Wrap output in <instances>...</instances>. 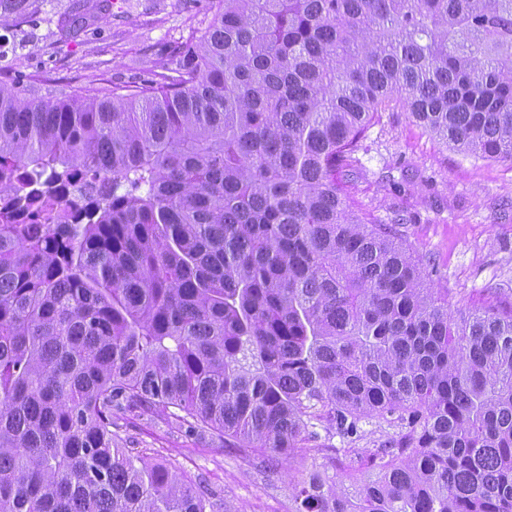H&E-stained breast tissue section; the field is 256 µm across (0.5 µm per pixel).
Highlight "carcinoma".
<instances>
[{
    "label": "carcinoma",
    "instance_id": "carcinoma-1",
    "mask_svg": "<svg viewBox=\"0 0 512 512\" xmlns=\"http://www.w3.org/2000/svg\"><path fill=\"white\" fill-rule=\"evenodd\" d=\"M212 10L132 89L0 81V196L29 214L0 220V512H214L127 447L137 408L348 481L306 469L288 512H512V304L453 313L336 183L399 106L512 163V0ZM369 419L394 433L349 447Z\"/></svg>",
    "mask_w": 512,
    "mask_h": 512
}]
</instances>
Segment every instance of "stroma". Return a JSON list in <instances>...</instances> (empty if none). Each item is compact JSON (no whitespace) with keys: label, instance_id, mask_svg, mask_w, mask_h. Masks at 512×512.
<instances>
[{"label":"stroma","instance_id":"1","mask_svg":"<svg viewBox=\"0 0 512 512\" xmlns=\"http://www.w3.org/2000/svg\"><path fill=\"white\" fill-rule=\"evenodd\" d=\"M71 0H40L36 13L0 27V80L50 98L91 83L134 85L162 71L173 50L201 37L211 0H88L83 24L63 35ZM350 191L362 212L423 259L427 282L447 290L452 310L491 297L512 303V164L467 156L426 134L408 112H381L355 154ZM132 447L195 480L233 512H288L303 473L280 463L268 473L223 439L135 410L120 421Z\"/></svg>","mask_w":512,"mask_h":512}]
</instances>
